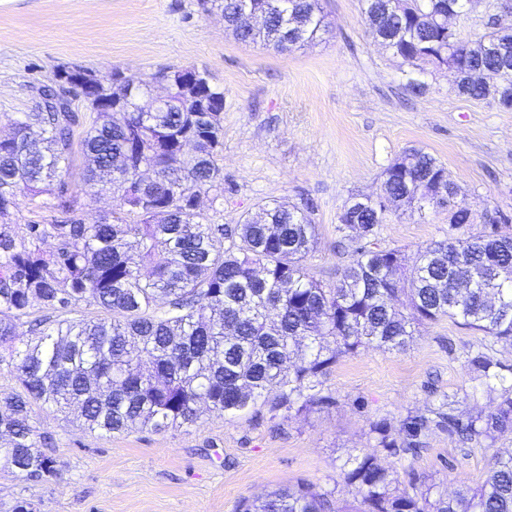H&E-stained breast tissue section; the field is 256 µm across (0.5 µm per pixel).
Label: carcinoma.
<instances>
[{
	"label": "carcinoma",
	"instance_id": "cac0c4a2",
	"mask_svg": "<svg viewBox=\"0 0 512 512\" xmlns=\"http://www.w3.org/2000/svg\"><path fill=\"white\" fill-rule=\"evenodd\" d=\"M245 43L277 52L314 40L326 27L320 0H200ZM475 0H362L368 33L393 56L425 72L449 66L456 91L493 98L512 110V28L448 35V8L466 14ZM264 25L240 21L241 4ZM80 73L100 98H117V112L86 116L65 84ZM199 100L174 87L164 106L140 111L154 77H123L63 68L40 87L30 111L8 117L0 137V349L9 355L18 389L0 397V465L16 477L48 483L58 475L31 419L39 404L52 413L76 410L92 431L125 433L192 425L199 404L236 416L276 393L271 407L331 397L304 396L336 359L359 348L402 351L416 328L450 318L512 344V233L497 224L464 238L448 236L418 251L405 268L397 249L361 246L336 285L324 287L304 269L318 231L310 204L266 203L237 224H213L197 205L210 196L224 205V89L198 70ZM87 165L72 188V157ZM383 198L430 204L444 185L457 194L445 166L414 149L383 172ZM118 199L122 215L32 221L16 231L19 198L70 214L79 193ZM363 236L385 223L387 206L358 195L344 204ZM406 296L400 309L396 299ZM102 315L72 318L81 305ZM43 315L33 316V309ZM35 338L16 344L24 320ZM454 408L437 412L448 430L477 438L512 432V387L486 417L461 423ZM432 420L409 416L401 430L407 449ZM343 483L361 499L338 507L332 495L298 484L280 488L241 512H512V454L494 457L485 481L454 496L430 499V489L398 492L394 473L371 454L354 459Z\"/></svg>",
	"mask_w": 512,
	"mask_h": 512
}]
</instances>
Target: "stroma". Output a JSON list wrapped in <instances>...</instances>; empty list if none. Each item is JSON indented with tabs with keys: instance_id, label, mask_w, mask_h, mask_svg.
I'll use <instances>...</instances> for the list:
<instances>
[{
	"instance_id": "1",
	"label": "stroma",
	"mask_w": 512,
	"mask_h": 512,
	"mask_svg": "<svg viewBox=\"0 0 512 512\" xmlns=\"http://www.w3.org/2000/svg\"><path fill=\"white\" fill-rule=\"evenodd\" d=\"M321 4L326 31L279 53L238 41L198 0H0V132L64 67L135 77L208 69L224 87V208L215 223H238L275 200L313 202L319 235L304 266L328 288L367 241L339 231L346 200L379 195L384 170L411 149L447 168L455 204L470 211L462 232L486 231L490 213L512 217V112L458 96L449 69L417 75L368 34L361 0ZM417 77L426 84L420 96L408 87ZM449 230L447 207L405 206L369 241L400 249L409 266ZM478 356L512 378L511 344L445 318L421 326L403 351L341 356L318 387L331 404L300 412L262 405L235 417L206 412L164 432L101 434L36 405L33 422L52 438L59 475L36 484L1 469L0 512L18 497L36 512H237L242 501L301 482L353 503L358 491L341 473L366 454L396 472L401 491L475 488L494 454L512 452V433L463 441L434 425L413 453L379 441L384 432L402 441L403 420L448 403L463 421L494 412L500 393L472 366Z\"/></svg>"
}]
</instances>
